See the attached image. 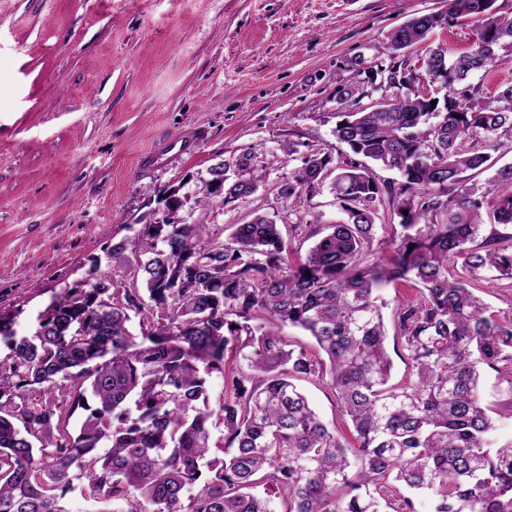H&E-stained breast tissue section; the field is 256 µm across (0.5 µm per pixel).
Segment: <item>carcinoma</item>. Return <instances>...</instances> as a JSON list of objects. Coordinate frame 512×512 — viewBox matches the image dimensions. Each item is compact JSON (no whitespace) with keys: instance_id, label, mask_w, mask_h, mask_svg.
<instances>
[{"instance_id":"cac0c4a2","label":"carcinoma","mask_w":512,"mask_h":512,"mask_svg":"<svg viewBox=\"0 0 512 512\" xmlns=\"http://www.w3.org/2000/svg\"><path fill=\"white\" fill-rule=\"evenodd\" d=\"M495 2L448 0V21L472 20L475 37L464 52L426 50L443 105L397 96L337 113L336 139L354 155L332 183L343 218L306 225L311 245L296 264L267 215L227 236L208 222L257 190L247 148L224 171L209 168L195 221H176L188 200L171 192L170 218L113 244L107 270L91 260L32 335L17 336L0 312V512H75L76 481L83 512H415L421 495L434 512H512V446L492 447L495 419L480 393L486 368L512 385V317L477 287L493 273L512 278V165L485 189L464 179L512 133V84L493 104L460 112L457 99L459 83L512 48V17ZM436 28L415 15L388 48L403 51ZM331 163L306 156L279 196H299L305 176L323 179ZM375 165L400 180L380 179ZM488 194L495 227L483 236ZM383 206L400 230L388 239L390 263L368 264ZM456 260L468 277L454 273ZM398 282L418 294L390 314L414 376L396 383L380 292ZM265 320L307 332L318 355ZM228 354L241 367L213 407L209 378L225 374ZM309 378L327 381L356 445L312 409L296 384Z\"/></svg>"}]
</instances>
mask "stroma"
Here are the masks:
<instances>
[{"label":"stroma","instance_id":"35a3bbf8","mask_svg":"<svg viewBox=\"0 0 512 512\" xmlns=\"http://www.w3.org/2000/svg\"><path fill=\"white\" fill-rule=\"evenodd\" d=\"M444 0H0V311L32 334L90 258L164 209L168 190L217 160L255 150L256 193L217 210L231 226L276 216L290 252L306 254L308 224L340 219L330 187L282 199L278 186L312 153L341 162L336 92L379 94L371 74L390 63L391 30ZM470 21L410 48L465 51ZM512 82V51L471 76L473 102ZM190 127L193 151L143 170L154 143ZM297 152L284 156L282 144ZM312 406L344 440L353 434L325 382H303Z\"/></svg>","mask_w":512,"mask_h":512}]
</instances>
